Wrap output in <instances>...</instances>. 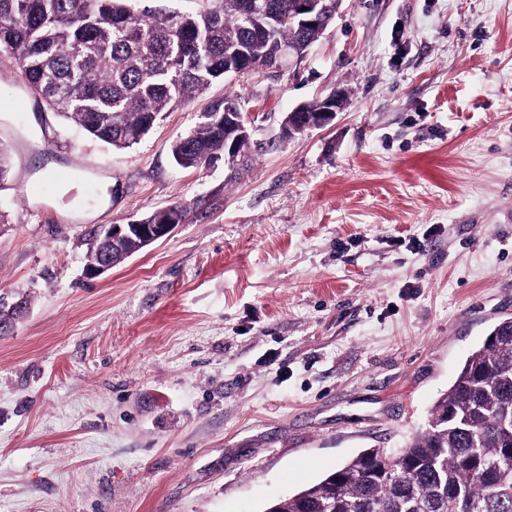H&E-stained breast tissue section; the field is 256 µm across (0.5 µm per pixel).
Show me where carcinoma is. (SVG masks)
I'll list each match as a JSON object with an SVG mask.
<instances>
[{
	"label": "carcinoma",
	"mask_w": 512,
	"mask_h": 512,
	"mask_svg": "<svg viewBox=\"0 0 512 512\" xmlns=\"http://www.w3.org/2000/svg\"><path fill=\"white\" fill-rule=\"evenodd\" d=\"M127 0H0V51L51 112L116 148L138 143L157 117L224 78L255 74L288 44L311 47L321 27L288 23L296 0H209L197 11L134 12ZM228 95L170 145L177 165L208 166L238 139L224 122ZM186 217L175 203L141 218ZM24 307L0 306V334ZM512 318L493 326L432 406L425 428L398 452L368 448L319 482L279 501V512H512Z\"/></svg>",
	"instance_id": "carcinoma-1"
}]
</instances>
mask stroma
I'll return each instance as SVG.
<instances>
[{
	"mask_svg": "<svg viewBox=\"0 0 512 512\" xmlns=\"http://www.w3.org/2000/svg\"><path fill=\"white\" fill-rule=\"evenodd\" d=\"M227 94L240 162L176 165ZM0 143V295L28 301L0 336V512H266L406 447L512 317V0H342L296 68L216 82L132 147L53 112H0ZM175 202L185 224L85 277L99 229ZM344 101H346L345 93L342 91H336L323 99V105L320 108H318L320 105V99L306 103L310 108H318L316 110L309 111L305 104L299 105L289 112V115L287 114L284 119L282 129L287 128L288 117H291L293 113L297 112L305 113L302 115V120L305 121V125L300 131L306 128L326 126L336 118L337 112H341L344 109ZM308 112L312 113L306 114Z\"/></svg>",
	"mask_w": 512,
	"mask_h": 512,
	"instance_id": "obj_1",
	"label": "stroma"
}]
</instances>
